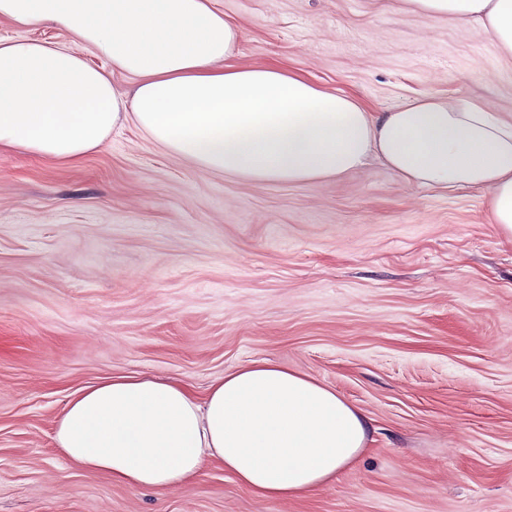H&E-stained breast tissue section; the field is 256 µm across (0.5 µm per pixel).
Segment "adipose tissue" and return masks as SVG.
<instances>
[{
    "mask_svg": "<svg viewBox=\"0 0 512 512\" xmlns=\"http://www.w3.org/2000/svg\"><path fill=\"white\" fill-rule=\"evenodd\" d=\"M475 22L512 58V0H403ZM0 19L73 34L70 45L0 40V154L78 165L127 124L200 169L258 182L327 180L381 161L406 182L483 195L512 241V121L476 100L426 95L387 112L278 63H235L241 29L215 0H0ZM133 80L131 91L114 82ZM369 423L336 392L271 361L204 394L174 379L117 376L80 390L55 430L78 467L148 490L192 481L204 461L252 494L290 499L365 450Z\"/></svg>",
    "mask_w": 512,
    "mask_h": 512,
    "instance_id": "ef3b65f1",
    "label": "adipose tissue"
}]
</instances>
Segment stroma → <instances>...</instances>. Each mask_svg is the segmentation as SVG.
Instances as JSON below:
<instances>
[{"label":"stroma","instance_id":"stroma-1","mask_svg":"<svg viewBox=\"0 0 512 512\" xmlns=\"http://www.w3.org/2000/svg\"><path fill=\"white\" fill-rule=\"evenodd\" d=\"M236 60L277 62L374 112L470 97L512 119V59L401 0H217ZM270 360L333 388L366 449L267 499L207 462L187 486L113 483L54 442L115 375L196 392ZM0 512H512V242L483 196L372 160L297 184L197 169L128 126L79 165L0 155Z\"/></svg>","mask_w":512,"mask_h":512}]
</instances>
